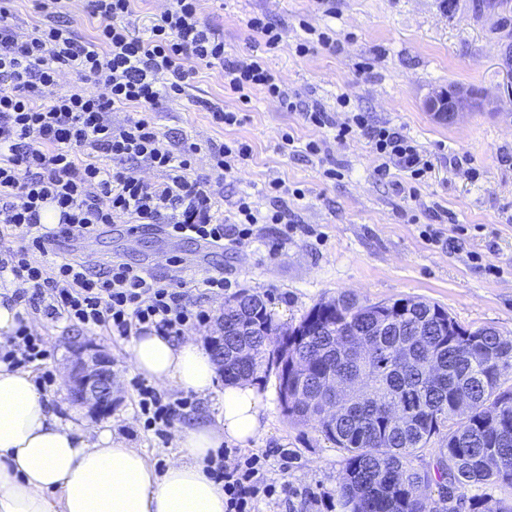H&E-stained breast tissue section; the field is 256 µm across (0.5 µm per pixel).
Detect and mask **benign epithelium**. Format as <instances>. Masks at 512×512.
Masks as SVG:
<instances>
[{
  "instance_id": "7a95c632",
  "label": "benign epithelium",
  "mask_w": 512,
  "mask_h": 512,
  "mask_svg": "<svg viewBox=\"0 0 512 512\" xmlns=\"http://www.w3.org/2000/svg\"><path fill=\"white\" fill-rule=\"evenodd\" d=\"M472 99V90L461 86L434 89L426 97L425 107L437 120L451 125L461 112L471 107ZM239 310L238 301L227 305L216 320L214 335L209 338V351L221 374L227 364L224 337L251 335L252 326L246 317L238 315ZM281 341V337H276L273 369L280 376V405L286 410L288 403L303 402L307 396L289 376L291 370L299 371L302 366L297 360L288 362V347L281 345ZM65 384L72 402L88 408L91 413L107 414L112 410L115 389L112 358L92 341L75 342L73 358L66 365Z\"/></svg>"
}]
</instances>
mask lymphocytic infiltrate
Listing matches in <instances>:
<instances>
[{"mask_svg":"<svg viewBox=\"0 0 512 512\" xmlns=\"http://www.w3.org/2000/svg\"><path fill=\"white\" fill-rule=\"evenodd\" d=\"M13 0H0V239H21L0 248V288L14 286L22 305L17 327L0 342V362L20 367L49 358L33 322L51 320L87 331L126 338L147 329L180 336L203 326L210 315L187 289L182 267L166 278L113 258L96 271L78 257L30 260L50 240L95 233L107 224L165 225L169 236L224 244V224L210 190L249 159L248 143L211 145L207 168L197 171L196 143L168 140L155 122L163 102L184 94L195 63L219 66L224 86L249 102L260 89L286 111L300 112L314 126L331 124L327 112L303 106L279 84L263 58L224 57V37L203 21L199 0H171L147 37L132 32L134 0H88L96 34L79 39L63 21L66 0H36L41 15L34 32L12 24ZM78 75L80 86L63 89L61 71ZM140 108L139 117L115 121L116 109ZM337 139L361 132L379 163L420 178L432 164L397 129L373 123L363 112L335 125ZM153 178H143V171ZM138 406L146 429L170 425L184 400L163 402L158 390L139 384ZM229 450L210 457L207 472L224 485V512H253L259 497H272L265 480L268 453H255L235 467Z\"/></svg>","mask_w":512,"mask_h":512,"instance_id":"1","label":"lymphocytic infiltrate"}]
</instances>
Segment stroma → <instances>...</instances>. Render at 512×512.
<instances>
[{"label": "stroma", "mask_w": 512, "mask_h": 512, "mask_svg": "<svg viewBox=\"0 0 512 512\" xmlns=\"http://www.w3.org/2000/svg\"><path fill=\"white\" fill-rule=\"evenodd\" d=\"M203 19L224 37L228 58L264 56L269 67L305 105L327 112L331 126L305 124L264 91L247 105L224 87L219 66L197 65L185 94L156 114L160 132L188 137L200 146L233 139L252 147L223 183L225 219L250 193L261 213L281 210L284 224L257 225L251 243L225 240L201 250L199 242L164 239L153 228L129 233L110 224L95 238L99 257H123L135 266L167 274L173 262L195 258L196 272L223 271L232 282L224 293L203 297L211 316L237 293L261 296L276 323H298L314 305L342 293L370 303L411 297L434 302L466 326H492L512 335V4L493 0H201ZM268 16L281 33L267 50L249 18ZM328 32L334 44L310 42L308 28ZM309 42L301 55L299 43ZM465 86L475 105L451 125L427 111L428 92ZM240 108L241 125L211 124L203 101ZM398 128L427 155L432 169L416 195L400 190L405 173L379 178L368 139L355 132L336 140L333 126L351 113ZM295 142L282 147L280 134ZM321 145L318 154L306 150ZM284 182L283 194L269 192ZM302 189L303 198L293 196ZM51 352L44 368L52 377L44 392L62 416L75 411L62 386L63 367L75 339H91L113 356L118 401L110 415L78 412L91 429L164 460L175 454L173 430H144L139 418L136 373L124 367L126 339L104 331L42 321L34 326ZM268 403L266 432L247 450H270L272 479L286 494L259 501L256 512H341L337 489L345 453L316 423L295 424L281 412L275 377L255 380ZM288 449L293 462L281 471L275 451Z\"/></svg>", "instance_id": "stroma-1"}]
</instances>
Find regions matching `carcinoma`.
<instances>
[{
  "instance_id": "carcinoma-1",
  "label": "carcinoma",
  "mask_w": 512,
  "mask_h": 512,
  "mask_svg": "<svg viewBox=\"0 0 512 512\" xmlns=\"http://www.w3.org/2000/svg\"><path fill=\"white\" fill-rule=\"evenodd\" d=\"M253 307L247 338L255 361L228 370L224 382L258 372L269 354L268 337L285 336L308 374L300 380L310 401L288 408L287 418L307 423L321 418L331 397L321 392L330 371L358 383L366 395L351 405L336 400V422L321 432L345 452L338 495L348 512H432L427 489L437 482L442 497L481 485L512 488V392L501 387L512 369V336L487 328L463 327L426 300L401 298L367 303L350 294L333 299V310L314 306L300 323L321 326L316 336H297L291 324H277L265 302ZM336 354H331V344ZM466 408L458 409L460 402ZM406 411L401 427L389 424V409ZM441 438L434 471L407 467V460ZM470 512H512L501 501L473 496Z\"/></svg>"
}]
</instances>
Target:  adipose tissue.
<instances>
[{"mask_svg": "<svg viewBox=\"0 0 512 512\" xmlns=\"http://www.w3.org/2000/svg\"><path fill=\"white\" fill-rule=\"evenodd\" d=\"M127 364L202 398L216 390L217 366L196 336L132 337ZM265 415L253 384L225 386L215 421L178 426L180 456L160 462L111 431L63 419L30 371L0 364V512H224V490L205 462L224 442L258 439Z\"/></svg>", "mask_w": 512, "mask_h": 512, "instance_id": "obj_1", "label": "adipose tissue"}]
</instances>
